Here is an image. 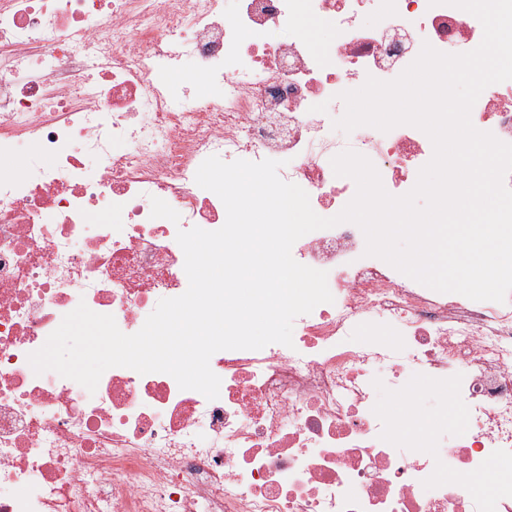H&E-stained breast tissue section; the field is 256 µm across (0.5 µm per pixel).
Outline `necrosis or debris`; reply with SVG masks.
<instances>
[{
  "mask_svg": "<svg viewBox=\"0 0 512 512\" xmlns=\"http://www.w3.org/2000/svg\"><path fill=\"white\" fill-rule=\"evenodd\" d=\"M482 38L476 17L429 0H0V156L23 158L0 167V512H512V295L429 289L365 256L352 223L292 248L326 271L333 303L295 319L292 346L215 353L216 400L125 367L91 393L28 362L79 303L133 334L186 291L178 229L226 220L195 182L208 156H287L280 177L328 217L354 196L331 166L347 149L409 192L428 136L336 133L340 94L395 79L423 43L465 53ZM198 75L223 97L187 96ZM471 121L512 143V80ZM154 196L180 221L152 217ZM104 210L122 232L93 223ZM365 324L387 341H358ZM415 377L418 399L462 409L465 437L386 410L381 384L405 396Z\"/></svg>",
  "mask_w": 512,
  "mask_h": 512,
  "instance_id": "4bbe7bcc",
  "label": "necrosis or debris"
}]
</instances>
